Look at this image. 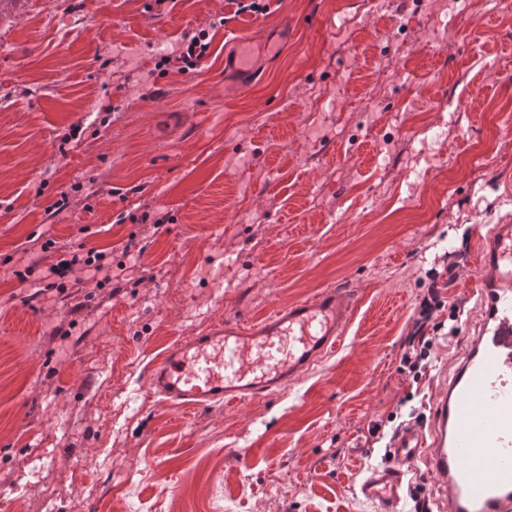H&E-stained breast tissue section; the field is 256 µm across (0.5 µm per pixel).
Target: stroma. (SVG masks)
Segmentation results:
<instances>
[{
	"instance_id": "stroma-1",
	"label": "stroma",
	"mask_w": 512,
	"mask_h": 512,
	"mask_svg": "<svg viewBox=\"0 0 512 512\" xmlns=\"http://www.w3.org/2000/svg\"><path fill=\"white\" fill-rule=\"evenodd\" d=\"M268 3L0 0V512H381L361 484L398 424L429 428L485 322L476 243L512 225V9ZM199 30L200 66L163 64ZM238 37L284 51L228 97ZM80 244L125 281H44ZM325 288L358 298L340 346L273 395L190 413L144 385L175 338ZM440 496L421 459L398 510Z\"/></svg>"
}]
</instances>
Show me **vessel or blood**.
Here are the masks:
<instances>
[{
  "instance_id": "obj_1",
  "label": "vessel or blood",
  "mask_w": 512,
  "mask_h": 512,
  "mask_svg": "<svg viewBox=\"0 0 512 512\" xmlns=\"http://www.w3.org/2000/svg\"><path fill=\"white\" fill-rule=\"evenodd\" d=\"M238 42L232 70L239 88L259 57L274 51ZM477 292L489 302L491 324L476 336L453 380L434 399L431 429L401 430L390 464L362 485L368 499L395 512L406 465L426 459L445 512H512V226L498 224L479 241ZM356 296L336 288L254 320L225 316L203 336L176 341L146 376L170 403L201 409L246 402L277 388L334 351L357 308Z\"/></svg>"
}]
</instances>
